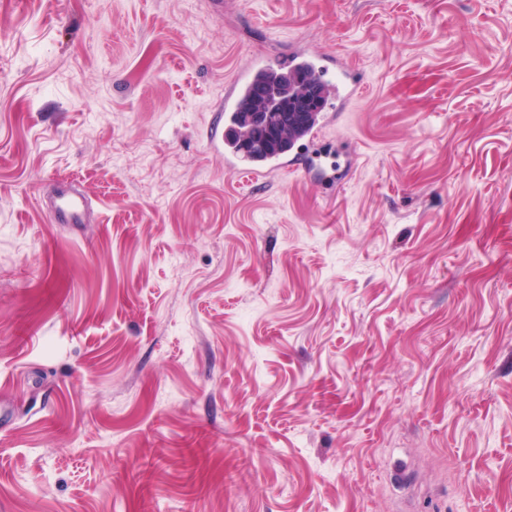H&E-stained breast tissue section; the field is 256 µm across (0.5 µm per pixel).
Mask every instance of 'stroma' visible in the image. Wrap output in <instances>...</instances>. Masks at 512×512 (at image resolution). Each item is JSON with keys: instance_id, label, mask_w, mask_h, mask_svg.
<instances>
[{"instance_id": "1", "label": "stroma", "mask_w": 512, "mask_h": 512, "mask_svg": "<svg viewBox=\"0 0 512 512\" xmlns=\"http://www.w3.org/2000/svg\"><path fill=\"white\" fill-rule=\"evenodd\" d=\"M299 49L340 178L246 184ZM0 512H512V0H0ZM295 70L313 71L328 91L318 126L310 134L304 133L316 122L325 101L324 89L310 72ZM284 71L290 72L259 81L252 95L243 101L256 81L271 73L281 74ZM363 87L362 76L354 66L335 56L315 51H294L281 59L275 70L262 60L255 61L251 75L242 81H235L224 97L225 130H237L235 116L239 125L234 138L237 152L248 160H254L268 152L286 151L297 139L299 141L292 148L295 149L293 152L290 149L286 153L253 161L251 167H242L232 140L224 137V164L251 182H256L265 172L303 168L304 152L312 146L319 127L332 121L334 112L336 115L341 112L348 101L362 92ZM257 88H261L264 94L258 96L255 92ZM302 100H308L311 106L309 118L303 123H296L286 113ZM288 153L291 154L288 156ZM45 205L54 224H84L87 221L85 199L63 187Z\"/></svg>"}]
</instances>
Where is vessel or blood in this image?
I'll return each mask as SVG.
<instances>
[{"instance_id":"obj_1","label":"vessel or blood","mask_w":512,"mask_h":512,"mask_svg":"<svg viewBox=\"0 0 512 512\" xmlns=\"http://www.w3.org/2000/svg\"><path fill=\"white\" fill-rule=\"evenodd\" d=\"M295 70H310L318 75L328 91L327 102L320 115V123L332 121L337 112L353 97L360 94L364 84L360 72L352 65L334 56L315 51H295L281 59L276 67H269L264 61H255L250 76L235 81L224 97V118L226 123H234L243 99L251 92L256 81L271 74ZM315 139L314 134L303 135L292 153L276 154L256 160L248 167L241 166L238 153L232 143L224 145V163L235 173L257 180L264 173L276 170L296 171L304 166L303 155ZM48 215L56 224H82L87 220L86 202L79 194L58 189L46 204Z\"/></svg>"}]
</instances>
